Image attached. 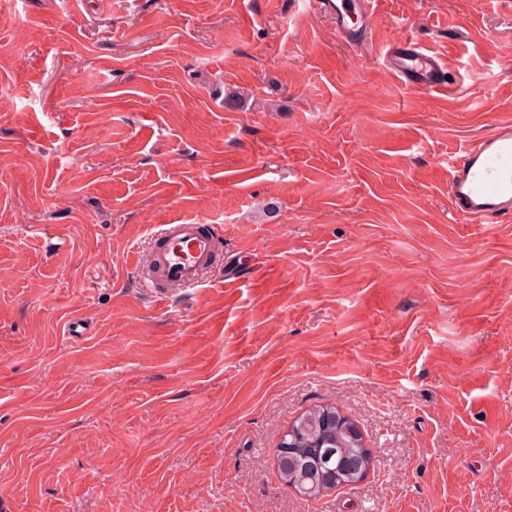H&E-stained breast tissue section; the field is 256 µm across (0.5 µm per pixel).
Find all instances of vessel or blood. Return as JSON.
I'll list each match as a JSON object with an SVG mask.
<instances>
[{"instance_id": "vessel-or-blood-1", "label": "vessel or blood", "mask_w": 512, "mask_h": 512, "mask_svg": "<svg viewBox=\"0 0 512 512\" xmlns=\"http://www.w3.org/2000/svg\"><path fill=\"white\" fill-rule=\"evenodd\" d=\"M307 9L330 17L337 32L350 44L366 37L375 14V0H304ZM384 67L393 85L431 91L448 89L452 69L445 57L406 39L387 45ZM448 201L466 224H503L512 221V119L495 124L448 159ZM222 249L219 238L204 224L161 225L152 242L138 251L135 271L144 287H197L213 269Z\"/></svg>"}]
</instances>
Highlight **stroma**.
I'll use <instances>...</instances> for the list:
<instances>
[{"label": "stroma", "instance_id": "stroma-1", "mask_svg": "<svg viewBox=\"0 0 512 512\" xmlns=\"http://www.w3.org/2000/svg\"><path fill=\"white\" fill-rule=\"evenodd\" d=\"M406 38L456 85L390 88ZM511 107L512 0H378L356 46L302 0H0V512H512V223L445 167ZM177 220L223 262L161 300ZM325 405L371 466L312 500L276 449ZM208 224H161L152 242L138 251L135 271L145 288L167 297L157 288L197 287L213 269L222 250L221 241ZM332 408L334 409L333 412L326 414L325 418L324 416H317V414H313L311 416L306 415L304 418L301 419L298 427L294 422L288 428V432L286 431V433L288 434V436L296 438L298 437L300 432H308L311 430H315L319 427L328 425L330 423H334L336 428V423L338 425L341 423V421H344L341 424L340 430L343 431L347 436L352 438L353 441H356L364 448H367L364 444L363 434L358 424L349 417L343 415L340 411L336 409V411L339 413V415L337 416V414L335 413V407ZM286 433L284 435H287Z\"/></svg>", "mask_w": 512, "mask_h": 512}]
</instances>
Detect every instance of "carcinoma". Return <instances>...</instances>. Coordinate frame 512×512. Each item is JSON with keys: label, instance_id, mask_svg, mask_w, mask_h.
I'll list each match as a JSON object with an SVG mask.
<instances>
[{"label": "carcinoma", "instance_id": "cac0c4a2", "mask_svg": "<svg viewBox=\"0 0 512 512\" xmlns=\"http://www.w3.org/2000/svg\"><path fill=\"white\" fill-rule=\"evenodd\" d=\"M360 457V449L349 445L348 439L322 434L318 431L305 436L302 447L293 455V465L280 473L282 480L290 485L292 476L304 475L309 478L306 486L313 488V494L331 489L326 477L335 474V485L351 482L347 465Z\"/></svg>", "mask_w": 512, "mask_h": 512}]
</instances>
